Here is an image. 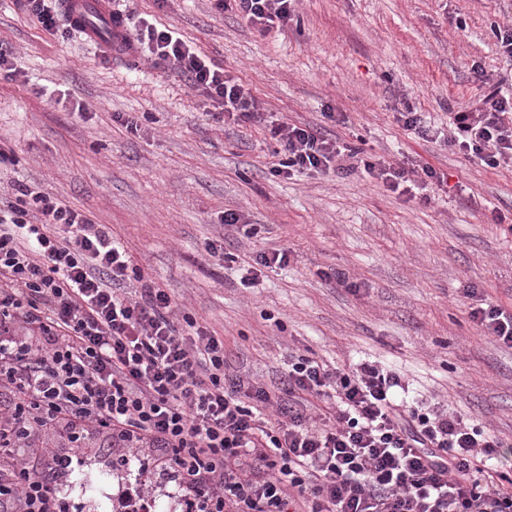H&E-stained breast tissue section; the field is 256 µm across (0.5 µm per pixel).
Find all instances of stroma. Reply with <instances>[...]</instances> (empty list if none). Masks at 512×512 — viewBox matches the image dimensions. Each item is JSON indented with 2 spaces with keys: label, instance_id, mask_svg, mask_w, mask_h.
Listing matches in <instances>:
<instances>
[{
  "label": "stroma",
  "instance_id": "obj_1",
  "mask_svg": "<svg viewBox=\"0 0 512 512\" xmlns=\"http://www.w3.org/2000/svg\"><path fill=\"white\" fill-rule=\"evenodd\" d=\"M112 6L176 27L249 84L258 119L225 124L173 65L103 54L76 31L49 34L19 0H0V42L21 65L0 77V142L16 156L0 168V192L22 183L108 225L145 280L223 338L229 371L253 385H279L299 355L346 370L376 364L400 376L409 403L512 442V349L469 321L464 296L475 287L512 306V223L492 219L512 215V165L489 169L433 140L489 84L512 86L494 36L512 25V0H298L287 27L265 36L211 0ZM409 111L429 136L397 121ZM266 112L358 155L328 174L272 175L285 150ZM370 156L430 165L447 182L408 198L369 181ZM228 211L237 225H225ZM274 250L284 263L256 264ZM50 450L73 460L55 478L69 512H119L139 492L157 512L184 508L173 478L125 465L150 464L156 449L116 448L99 432L74 444L46 428L18 455L44 476Z\"/></svg>",
  "mask_w": 512,
  "mask_h": 512
}]
</instances>
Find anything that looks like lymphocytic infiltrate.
<instances>
[{"mask_svg":"<svg viewBox=\"0 0 512 512\" xmlns=\"http://www.w3.org/2000/svg\"><path fill=\"white\" fill-rule=\"evenodd\" d=\"M296 0H214L260 33L283 30ZM112 50L170 62L222 121L255 118L239 78L168 27L112 15ZM287 157L275 175L334 170L351 146L310 126L271 119ZM447 146L495 169L512 163V91L493 89L451 113ZM364 173L408 197L442 180L431 166L406 170L369 158ZM137 281V297L122 292ZM163 288L143 281L108 227L20 185L0 199V388L15 397L0 414V450L42 428L110 434L114 447L158 448L185 487V512H512V461L504 441L462 418L399 400L398 374L291 358L282 389L246 386L228 372L224 342ZM483 335L512 349V309L471 307ZM25 325L37 343L12 339ZM333 402L331 423L313 399ZM278 417L266 418V408ZM10 512H67L48 478L13 462L0 481Z\"/></svg>","mask_w":512,"mask_h":512,"instance_id":"obj_1","label":"lymphocytic infiltrate"}]
</instances>
